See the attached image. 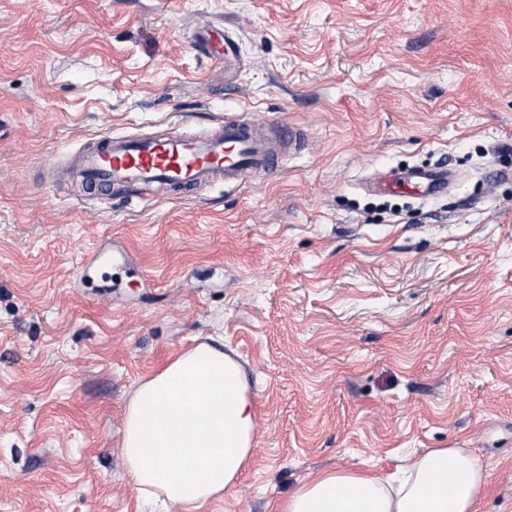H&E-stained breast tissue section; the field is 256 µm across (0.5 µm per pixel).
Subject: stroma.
I'll return each mask as SVG.
<instances>
[{
	"mask_svg": "<svg viewBox=\"0 0 512 512\" xmlns=\"http://www.w3.org/2000/svg\"><path fill=\"white\" fill-rule=\"evenodd\" d=\"M239 39L233 72L194 36ZM303 129L287 171L84 201L105 135ZM450 166L433 198L383 168ZM512 0H0V512H178L120 453L130 394L211 336L258 432L202 512H277L325 469L431 448L486 465L512 512ZM115 269L79 267L97 250Z\"/></svg>",
	"mask_w": 512,
	"mask_h": 512,
	"instance_id": "obj_1",
	"label": "stroma"
}]
</instances>
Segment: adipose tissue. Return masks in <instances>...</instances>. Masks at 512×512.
I'll use <instances>...</instances> for the list:
<instances>
[{
  "instance_id": "1",
  "label": "adipose tissue",
  "mask_w": 512,
  "mask_h": 512,
  "mask_svg": "<svg viewBox=\"0 0 512 512\" xmlns=\"http://www.w3.org/2000/svg\"><path fill=\"white\" fill-rule=\"evenodd\" d=\"M257 427L243 367L219 344L202 342L136 387L124 410L121 454L141 497L199 512L236 482ZM488 477L468 449L434 448L391 480L321 472L278 512H478Z\"/></svg>"
}]
</instances>
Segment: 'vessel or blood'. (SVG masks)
Here are the masks:
<instances>
[{
  "label": "vessel or blood",
  "instance_id": "vessel-or-blood-1",
  "mask_svg": "<svg viewBox=\"0 0 512 512\" xmlns=\"http://www.w3.org/2000/svg\"><path fill=\"white\" fill-rule=\"evenodd\" d=\"M199 44L210 59L236 67L237 42L230 31L208 29ZM304 142L296 127L276 121L261 124L250 114L228 113L204 135L162 131L145 137H99L75 155L71 172L91 201H108L115 191L134 197L155 186L194 191L217 182L239 185L280 173ZM453 175L449 168L381 171L370 187L415 189L429 197L446 191Z\"/></svg>",
  "mask_w": 512,
  "mask_h": 512
}]
</instances>
